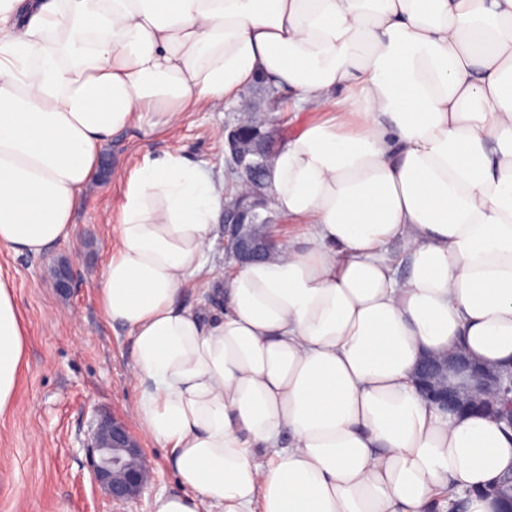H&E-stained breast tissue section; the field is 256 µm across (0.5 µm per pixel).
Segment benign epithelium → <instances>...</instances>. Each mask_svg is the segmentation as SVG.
<instances>
[{
	"instance_id": "benign-epithelium-1",
	"label": "benign epithelium",
	"mask_w": 512,
	"mask_h": 512,
	"mask_svg": "<svg viewBox=\"0 0 512 512\" xmlns=\"http://www.w3.org/2000/svg\"><path fill=\"white\" fill-rule=\"evenodd\" d=\"M265 134L261 126L251 128L250 135L232 126L225 130L224 148L235 166L241 183L253 194L266 197L265 170L260 162H246L248 155H261ZM253 211L240 209L224 216V251L226 257L240 264L264 250L261 243L243 234L252 220ZM54 287L68 293L75 283L74 263L62 258L51 269ZM419 393L443 411H462L476 401L495 411V403L506 389H512V364L488 365L456 347L442 356H425L415 370ZM90 472L95 485L114 502H126L139 496L152 478L150 465L128 423L107 413L97 416L87 441Z\"/></svg>"
}]
</instances>
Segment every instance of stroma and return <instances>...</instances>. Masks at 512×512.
<instances>
[{"mask_svg":"<svg viewBox=\"0 0 512 512\" xmlns=\"http://www.w3.org/2000/svg\"><path fill=\"white\" fill-rule=\"evenodd\" d=\"M278 96L279 109L269 110L265 94L251 86L216 110L187 113L182 123L150 143L133 129L114 136L103 150L102 174L76 206L72 235L39 256L0 252V274L13 283L28 330L16 406L0 413V512H153L157 496L182 493L169 449L137 427L132 433L152 469L151 482L139 497L112 502L94 486L86 465L84 442L97 415L130 418L139 393L131 374L132 336L106 319L97 296L104 262L117 242L106 217L117 213L122 177L144 151L180 152L226 182L232 173L224 130L240 112L253 109L285 140L322 120L314 108H296L290 93L282 90ZM61 255L72 258L82 274L67 294L57 291L48 274ZM233 269L224 255V233L216 231L204 257L203 275L211 286L185 289L182 301L215 307L214 291Z\"/></svg>","mask_w":512,"mask_h":512,"instance_id":"1","label":"stroma"}]
</instances>
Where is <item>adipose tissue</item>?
I'll list each match as a JSON object with an SVG mask.
<instances>
[{"label":"adipose tissue","mask_w":512,"mask_h":512,"mask_svg":"<svg viewBox=\"0 0 512 512\" xmlns=\"http://www.w3.org/2000/svg\"><path fill=\"white\" fill-rule=\"evenodd\" d=\"M260 79L326 115L268 169L301 241L225 278L220 309L183 303L224 191L148 152L102 270L101 310L133 334V418L191 490L154 512H431L451 485L496 512L481 490L512 436L441 413L413 372L459 343L512 361V0H0V251L70 236L113 135ZM26 355L0 277V412Z\"/></svg>","instance_id":"adipose-tissue-1"}]
</instances>
